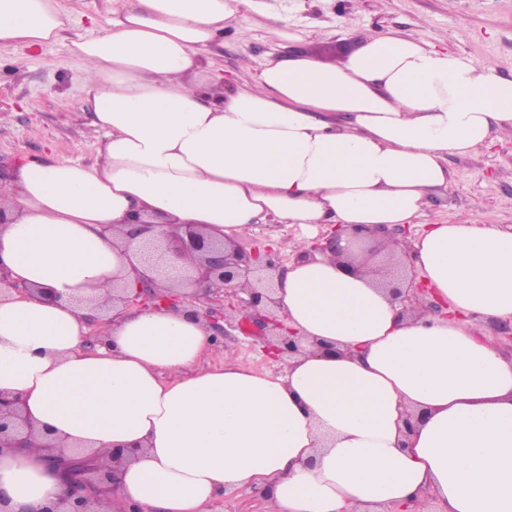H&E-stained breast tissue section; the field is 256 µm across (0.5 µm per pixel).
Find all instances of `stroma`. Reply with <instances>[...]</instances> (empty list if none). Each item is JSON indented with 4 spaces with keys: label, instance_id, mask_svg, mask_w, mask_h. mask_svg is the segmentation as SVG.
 <instances>
[{
    "label": "stroma",
    "instance_id": "1",
    "mask_svg": "<svg viewBox=\"0 0 512 512\" xmlns=\"http://www.w3.org/2000/svg\"><path fill=\"white\" fill-rule=\"evenodd\" d=\"M74 23L53 44L0 48V172L21 160L49 158L94 163L102 134L91 123V102L81 79L84 65L69 46L89 34V17L106 21L112 0H65ZM298 41L275 38L257 14L224 33L212 53L230 85L251 81L258 62L325 45H355L370 34L397 31L439 49L468 55L512 78V0H259ZM450 180L430 190L411 232L461 214L479 224L512 229V140L492 141L470 155L448 159ZM216 342L204 361L231 360L258 371H277L254 327L225 318L221 306L194 302Z\"/></svg>",
    "mask_w": 512,
    "mask_h": 512
}]
</instances>
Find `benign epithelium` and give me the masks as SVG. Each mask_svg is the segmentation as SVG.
<instances>
[{
  "label": "benign epithelium",
  "mask_w": 512,
  "mask_h": 512,
  "mask_svg": "<svg viewBox=\"0 0 512 512\" xmlns=\"http://www.w3.org/2000/svg\"><path fill=\"white\" fill-rule=\"evenodd\" d=\"M343 227L329 236L312 243L310 250L330 253L342 258L339 245ZM359 239L370 240L383 251L387 243L408 240L406 228L385 225L369 230H352ZM129 242H137L139 267L135 268L140 288L131 296L118 291L112 303L169 308L180 307V302L191 299H222L238 311L242 319L255 323L261 330H269L274 341L267 346L276 358L293 357L304 350L303 339L285 326L282 319L270 314L277 308L273 298L275 279L284 275L286 268L275 260L272 247L264 252L247 254L234 244L215 240L191 224H157L149 218L137 219L128 230ZM406 251L396 260L385 255L386 282L394 300L402 304L406 313L421 304L431 311L439 307L430 299V288L410 275ZM36 435L31 419L17 399L0 393V455L25 448ZM49 461L62 468L73 484V493L58 502L25 512H104L103 505L112 498L115 487L112 474L124 455L112 456V463L93 461L91 457L74 458L59 454L52 444L43 445Z\"/></svg>",
  "instance_id": "1"
}]
</instances>
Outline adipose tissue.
I'll return each instance as SVG.
<instances>
[{"instance_id": "1", "label": "adipose tissue", "mask_w": 512, "mask_h": 512, "mask_svg": "<svg viewBox=\"0 0 512 512\" xmlns=\"http://www.w3.org/2000/svg\"><path fill=\"white\" fill-rule=\"evenodd\" d=\"M257 0H127L71 51L86 66L95 163L30 159L0 182V392L42 437L130 453L112 512H206L261 489L264 512H372L430 490L441 512H512V358L476 320L512 318V233L454 215L411 242L452 315H402L350 237L289 263L276 292L306 353L278 373L206 367L191 311L116 307L99 346L76 299L133 289L123 227L150 215L236 241L274 224L406 225L449 156L512 136V79L396 34L334 65L311 53L230 88L206 55ZM61 0H0V47L55 42ZM24 293H16L15 285ZM420 413L415 429L409 414ZM42 449L0 456L16 508L69 495Z\"/></svg>"}]
</instances>
